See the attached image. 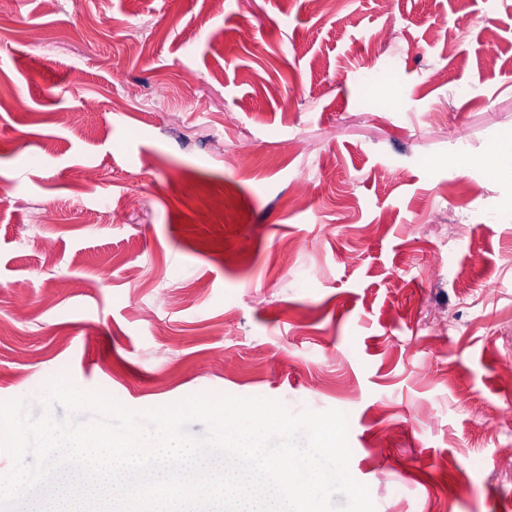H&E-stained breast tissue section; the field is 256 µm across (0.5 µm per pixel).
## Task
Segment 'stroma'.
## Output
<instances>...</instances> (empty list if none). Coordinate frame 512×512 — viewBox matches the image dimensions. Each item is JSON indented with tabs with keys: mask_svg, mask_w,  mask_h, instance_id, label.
<instances>
[{
	"mask_svg": "<svg viewBox=\"0 0 512 512\" xmlns=\"http://www.w3.org/2000/svg\"><path fill=\"white\" fill-rule=\"evenodd\" d=\"M511 143L512 0H0V401L334 409L376 512H504Z\"/></svg>",
	"mask_w": 512,
	"mask_h": 512,
	"instance_id": "35a3bbf8",
	"label": "stroma"
}]
</instances>
